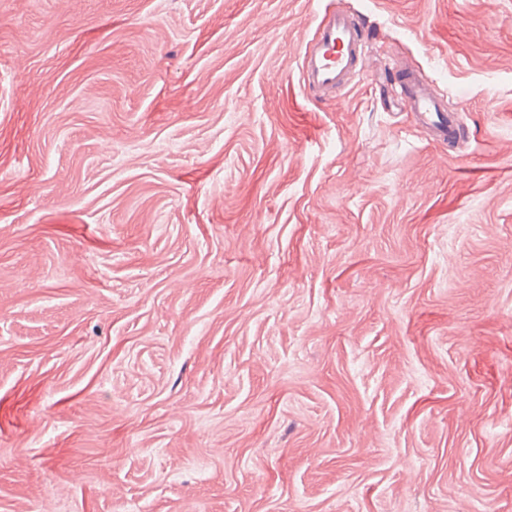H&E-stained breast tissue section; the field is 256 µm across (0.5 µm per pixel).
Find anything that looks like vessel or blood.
<instances>
[{
  "mask_svg": "<svg viewBox=\"0 0 512 512\" xmlns=\"http://www.w3.org/2000/svg\"><path fill=\"white\" fill-rule=\"evenodd\" d=\"M367 45L362 29L344 11L330 12L318 28V36L306 43L302 53L303 85L320 97L334 96L345 87L362 63ZM396 96L418 123L431 129L443 143L458 142L461 134L456 118L442 100L413 70L396 67Z\"/></svg>",
  "mask_w": 512,
  "mask_h": 512,
  "instance_id": "1",
  "label": "vessel or blood"
}]
</instances>
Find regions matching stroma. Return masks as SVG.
I'll return each instance as SVG.
<instances>
[{
	"label": "stroma",
	"mask_w": 512,
	"mask_h": 512,
	"mask_svg": "<svg viewBox=\"0 0 512 512\" xmlns=\"http://www.w3.org/2000/svg\"><path fill=\"white\" fill-rule=\"evenodd\" d=\"M0 512H512V0H0ZM367 45L362 29L345 11H331L318 36L302 53L303 85L319 97L345 87L362 63ZM393 70L398 76L394 93L405 110L411 112L419 124L431 129L441 142L450 144L461 140L460 124L447 113L433 89L411 69L393 65Z\"/></svg>",
	"instance_id": "35a3bbf8"
}]
</instances>
